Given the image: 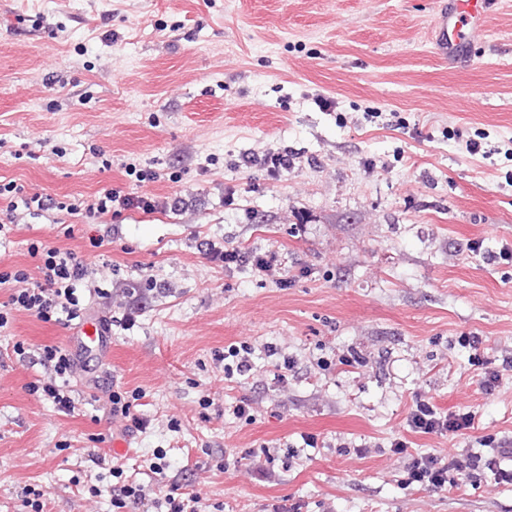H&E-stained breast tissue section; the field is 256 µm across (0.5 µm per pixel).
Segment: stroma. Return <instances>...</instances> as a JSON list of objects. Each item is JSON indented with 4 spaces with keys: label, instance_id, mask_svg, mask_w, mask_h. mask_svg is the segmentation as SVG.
<instances>
[{
    "label": "stroma",
    "instance_id": "obj_1",
    "mask_svg": "<svg viewBox=\"0 0 512 512\" xmlns=\"http://www.w3.org/2000/svg\"><path fill=\"white\" fill-rule=\"evenodd\" d=\"M491 2L461 64L430 39L439 0H0V181L159 204L95 223L0 200V271L34 269L38 239L93 269L104 294L86 320L139 309L71 381L68 415L29 386L40 348L76 351L73 326L15 311L0 328V512H27L28 487L48 512H135L112 505V468L127 463L148 489L223 512H512V484L491 471L420 491L409 456L390 451L403 435L446 461L512 448V369L485 393L460 341L512 357V260L498 257L512 249V0ZM278 152V173L249 162ZM100 223L112 241L95 248ZM210 243L278 265L221 268ZM242 342L255 349L246 380L219 360ZM112 386L143 392L131 412L145 430L104 413ZM420 395L473 412V429L408 433ZM241 401L251 418L232 415ZM265 448L273 476L252 478Z\"/></svg>",
    "mask_w": 512,
    "mask_h": 512
}]
</instances>
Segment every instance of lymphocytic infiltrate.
<instances>
[{"label":"lymphocytic infiltrate","mask_w":512,"mask_h":512,"mask_svg":"<svg viewBox=\"0 0 512 512\" xmlns=\"http://www.w3.org/2000/svg\"><path fill=\"white\" fill-rule=\"evenodd\" d=\"M0 197L8 198V211L25 209L38 215L49 209H57L68 214H81L88 219H97L120 208L152 211L155 201L145 195H122L109 190L101 192L89 200L72 202L53 201L41 195H26L24 188L15 182L0 184ZM28 252L37 257L35 271L18 269L0 272V285L10 284L8 310H0V328L6 327L11 311L24 312L37 319L49 322L73 321L84 314L80 288L88 284L91 272L86 262L77 253L45 246L34 241L29 243ZM40 363L47 371L46 378L37 379L31 389L41 392L53 403L57 410L71 414L75 410V399L69 391V379L79 369L75 355L57 346H44ZM472 413H447L426 397H417L407 417L409 432L444 436L457 434L473 428ZM498 458H484L481 453L469 452L463 457L450 461L432 452L413 457L408 469L409 482L422 489L441 491L473 480L483 469L498 467ZM117 507L133 503L150 508L151 512H204L201 497L195 493H178L175 490L159 491L155 497H148L143 484L130 479L117 487L112 496Z\"/></svg>","instance_id":"f902f5d3"}]
</instances>
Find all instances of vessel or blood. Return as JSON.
Here are the masks:
<instances>
[{"label":"vessel or blood","mask_w":512,"mask_h":512,"mask_svg":"<svg viewBox=\"0 0 512 512\" xmlns=\"http://www.w3.org/2000/svg\"><path fill=\"white\" fill-rule=\"evenodd\" d=\"M489 8L488 0H448L433 28V36L443 56H458L480 38Z\"/></svg>","instance_id":"obj_1"}]
</instances>
